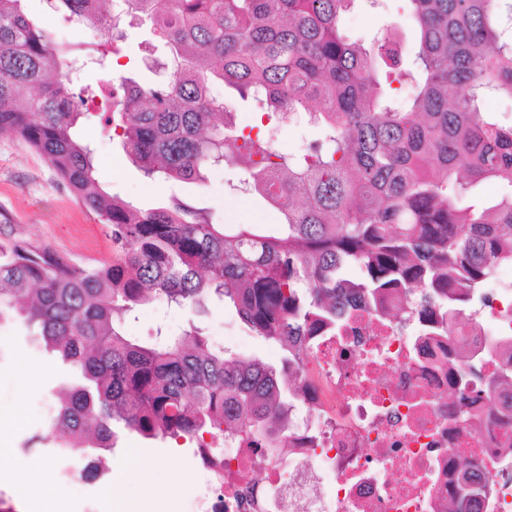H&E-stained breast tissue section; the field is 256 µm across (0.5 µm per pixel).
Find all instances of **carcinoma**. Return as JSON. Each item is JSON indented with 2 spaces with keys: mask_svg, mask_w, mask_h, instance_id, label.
I'll list each match as a JSON object with an SVG mask.
<instances>
[{
  "mask_svg": "<svg viewBox=\"0 0 512 512\" xmlns=\"http://www.w3.org/2000/svg\"><path fill=\"white\" fill-rule=\"evenodd\" d=\"M24 2L0 0V134L34 148L108 227L119 256L83 266L0 239V323L22 321L68 366L48 434L29 444L84 460L88 478L110 470L119 428L145 439L210 435L218 479L221 440L285 447L313 337L341 331L353 301L382 320L394 311L445 332L512 264V125L484 111L490 98L512 101V0H405L420 33L406 66L392 38L343 32L357 0H119L110 13L104 0H51L100 32L85 49L53 42ZM127 21L149 25L168 81L123 78L105 92L61 73L65 59L104 65ZM395 82L412 89L405 109ZM216 84L251 100L256 122L225 119ZM98 95L147 178L205 185L229 170L282 222L222 224L175 195L142 209L103 190L94 149L75 131ZM302 118L316 137L298 153L272 149L269 131ZM484 181L501 191L487 208L468 197ZM347 268L360 278L344 277ZM157 298L231 307L285 352L281 366L210 346L194 320L153 341L127 336L126 320ZM454 365L462 394L512 389V372L486 379L470 353ZM473 464L462 459L448 512L486 497L471 483Z\"/></svg>",
  "mask_w": 512,
  "mask_h": 512,
  "instance_id": "obj_1",
  "label": "carcinoma"
}]
</instances>
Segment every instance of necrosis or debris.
<instances>
[{
	"instance_id": "obj_1",
	"label": "necrosis or debris",
	"mask_w": 512,
	"mask_h": 512,
	"mask_svg": "<svg viewBox=\"0 0 512 512\" xmlns=\"http://www.w3.org/2000/svg\"><path fill=\"white\" fill-rule=\"evenodd\" d=\"M482 309L489 321L451 336L360 310L345 333L316 337L301 372L306 414L287 450L227 443L224 479L206 487L202 512H448L464 448L489 486L479 512H512V399L448 398L454 351L512 334V278L485 289Z\"/></svg>"
}]
</instances>
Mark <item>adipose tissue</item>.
I'll list each match as a JSON object with an SVG mask.
<instances>
[{
	"label": "adipose tissue",
	"instance_id": "1",
	"mask_svg": "<svg viewBox=\"0 0 512 512\" xmlns=\"http://www.w3.org/2000/svg\"><path fill=\"white\" fill-rule=\"evenodd\" d=\"M191 480V474L184 472L169 482L155 467L144 468L134 496L117 500L114 512H179L182 494Z\"/></svg>",
	"mask_w": 512,
	"mask_h": 512
}]
</instances>
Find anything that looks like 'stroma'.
<instances>
[{"instance_id":"35a3bbf8","label":"stroma","mask_w":512,"mask_h":512,"mask_svg":"<svg viewBox=\"0 0 512 512\" xmlns=\"http://www.w3.org/2000/svg\"><path fill=\"white\" fill-rule=\"evenodd\" d=\"M27 10L54 42L83 45L97 38L95 31L64 20L48 7L46 0H28ZM344 30L354 39L383 30L391 32L406 63L418 50V28L401 0H383L373 11L355 8L345 15ZM148 40L145 27L129 29L119 54L107 67L88 73L86 83L115 84L121 77L132 75L147 82L166 80L167 71L155 72L145 64ZM79 133L95 150V177L99 184L137 207L159 206L175 194L196 206L215 209L221 222L227 224H274L279 219L278 212L259 197L232 193L227 175L220 171L213 172L204 187L193 183L168 185L146 178L119 149L111 128L101 118L84 119ZM0 214L7 218L6 223L0 224V238L10 235L24 239L89 266L108 264L117 257L105 225L60 185L53 170L29 145L12 135L0 137ZM189 317L188 310L158 300L142 308L137 319L126 325L125 332L145 340L160 325L179 330ZM202 320L213 346L270 364L279 363L280 349L249 332L223 306H210ZM0 356L11 362L9 370L0 372V448L8 450L0 458V512H33L17 489L23 466L17 450L43 432L46 410L42 399L65 381L67 370L33 346L29 329L18 321L0 324ZM28 367L38 369L36 378L25 377ZM19 403L24 406V422L18 426L12 423L10 410ZM134 448L140 449L149 462L173 472L192 471L196 480L183 495L180 510L198 512L200 492L210 477L197 455L196 441L146 440L121 432L112 453L110 482L114 493L127 497L134 494L139 479L138 469L130 464V451Z\"/></svg>"}]
</instances>
